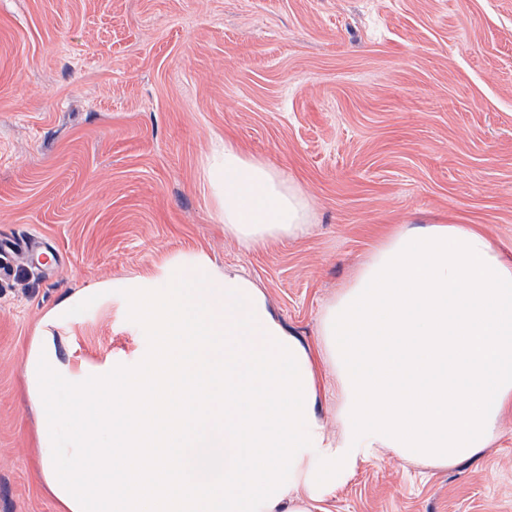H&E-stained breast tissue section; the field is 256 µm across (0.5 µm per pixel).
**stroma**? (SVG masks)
I'll use <instances>...</instances> for the list:
<instances>
[{
	"label": "stroma",
	"instance_id": "obj_1",
	"mask_svg": "<svg viewBox=\"0 0 512 512\" xmlns=\"http://www.w3.org/2000/svg\"><path fill=\"white\" fill-rule=\"evenodd\" d=\"M308 197L295 240L250 250L206 180L214 141ZM478 225L512 247V0H0V512H57L34 469L31 341L129 362L154 339L126 298L65 297L204 255L300 341L394 225ZM57 251V263L44 260ZM475 459L386 453L318 512H512V410ZM101 289L99 288H90L83 291V293L79 296L67 297L60 301L57 306L54 308L51 314V322L56 323L63 319H65L72 305L77 301L81 300L87 303H97L100 299Z\"/></svg>",
	"mask_w": 512,
	"mask_h": 512
}]
</instances>
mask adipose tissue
I'll use <instances>...</instances> for the list:
<instances>
[{"label":"adipose tissue","mask_w":512,"mask_h":512,"mask_svg":"<svg viewBox=\"0 0 512 512\" xmlns=\"http://www.w3.org/2000/svg\"><path fill=\"white\" fill-rule=\"evenodd\" d=\"M207 180L246 249L305 234L311 206L267 162L216 143ZM155 339L80 369L40 336L23 367L37 473L58 512H314L359 462L475 458L512 407V253L471 224H401L319 317V355L253 283L198 256L131 285ZM336 374L340 432L316 413Z\"/></svg>","instance_id":"adipose-tissue-1"}]
</instances>
